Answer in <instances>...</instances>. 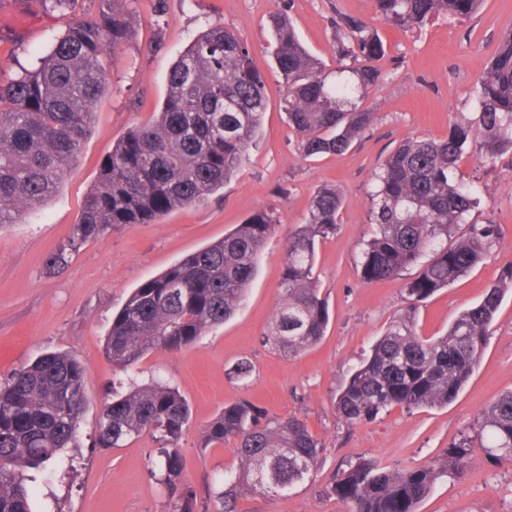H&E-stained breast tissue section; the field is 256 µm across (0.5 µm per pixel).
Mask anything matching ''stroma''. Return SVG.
I'll return each mask as SVG.
<instances>
[{
  "label": "stroma",
  "instance_id": "obj_1",
  "mask_svg": "<svg viewBox=\"0 0 512 512\" xmlns=\"http://www.w3.org/2000/svg\"><path fill=\"white\" fill-rule=\"evenodd\" d=\"M127 5L133 32L111 54L109 89L93 109L79 155L50 200L26 208L17 223L0 228V381L45 352H67L85 367L87 402L76 442L34 472L31 510L172 512L165 488L151 473L157 444L150 435L120 448L94 445L100 410L115 384L162 379L190 405L181 440L184 479L199 501H206L225 468L237 463L232 445L201 447L202 431L224 407L248 400L267 416L304 420L322 452L304 484L282 496L245 498L242 512H349V505L330 491L338 471L365 459L389 468L432 465L455 438L472 430L494 399L512 391L510 293L478 367L448 406L396 407L351 426L337 417L333 405L352 370L407 306L402 280L367 284L360 277L359 255L373 233L370 178L404 139H440L453 122L471 117L475 82L512 32V0H485L472 18L441 17L408 32L380 21L374 0H127ZM96 11V0H77L64 17L43 12L37 0H0V80L31 65L52 33ZM276 12L291 18L304 45L331 69L337 17L374 24L385 43L379 62L383 79L365 99L376 119L345 153L306 158L299 150L282 109V80L271 70L267 50L269 17ZM218 23L248 45L265 81L262 136L247 163L204 203L89 241L64 269L47 274L51 251L76 224L113 143L131 127L152 120L173 61L200 32ZM459 171L482 186L481 212L500 224L502 236L481 264L420 304L415 326L426 338L443 335L512 265V156L487 165L468 155ZM324 185L336 186L345 199L341 224L319 244L316 258L330 320L318 344L284 356L264 346L262 337L276 314L288 238ZM262 207L274 209L280 222L235 315L190 347L146 353L132 374L115 369L104 354V341L130 293L221 240ZM243 362L252 371L240 378L236 368ZM417 512H512V462L494 464L475 453L465 474L440 479Z\"/></svg>",
  "mask_w": 512,
  "mask_h": 512
}]
</instances>
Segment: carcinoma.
Returning a JSON list of instances; mask_svg holds the SVG:
<instances>
[{"label":"carcinoma","instance_id":"cac0c4a2","mask_svg":"<svg viewBox=\"0 0 512 512\" xmlns=\"http://www.w3.org/2000/svg\"><path fill=\"white\" fill-rule=\"evenodd\" d=\"M127 0H98L94 17L55 35L37 65L0 82V227L58 191L90 131L95 103L109 84V49L130 34ZM482 0H375L379 16L407 31L440 16L474 15ZM271 57L283 80V108L306 157L342 154L375 121L363 106L381 71L373 62L384 43L368 23L336 22V80L301 43L288 18L271 17ZM474 117L455 122L442 139H408L375 173L370 223L377 226L360 258L367 283L398 279L407 302L349 376L335 400L349 425L394 407L407 410L453 402L477 367L506 291L512 265L463 311L448 331L423 338L417 305L467 274L501 235L479 222L480 190L459 173L473 150L491 163L512 153V33L472 90ZM265 82L246 43L223 25L202 31L171 65L166 94L151 122L112 145L67 239L51 253L54 273L87 242L126 224H152L224 189L257 146L266 112ZM344 197L321 187L307 216L288 238L280 303L264 344L297 355L324 336L329 312L315 275L317 245L336 234ZM279 218L260 208L219 240L144 282L112 319L104 352L113 367L133 368L150 350L172 352L194 344L244 303L258 257ZM83 364L48 352L0 383V512H31L26 472L71 447L86 403ZM187 400L165 383L135 387L106 402L96 444L120 448L144 433L158 443L156 470L174 512H209L183 480L180 441L189 425ZM235 444L237 464L224 470L217 512H240L248 496H279L318 465L322 444L295 416L264 415L242 400L206 426L201 447ZM494 463L512 461V391L491 403L473 431L455 439L427 467L395 470L363 460L338 475L331 491L350 512H416L443 476L462 475L475 449Z\"/></svg>","mask_w":512,"mask_h":512}]
</instances>
